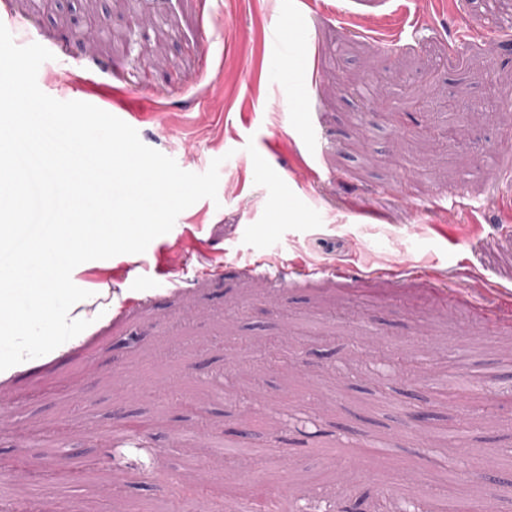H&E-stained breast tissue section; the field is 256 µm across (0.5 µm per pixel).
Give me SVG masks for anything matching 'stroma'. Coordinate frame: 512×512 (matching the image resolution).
Here are the masks:
<instances>
[{"label": "stroma", "instance_id": "35a3bbf8", "mask_svg": "<svg viewBox=\"0 0 512 512\" xmlns=\"http://www.w3.org/2000/svg\"><path fill=\"white\" fill-rule=\"evenodd\" d=\"M12 19L53 54L45 94L139 113L183 170L223 163L162 256L77 266L88 328L0 381V478L80 474L62 504L16 485L7 512H224L255 480L288 488L260 512H448L496 487L512 512V274L478 261L512 225V27L468 0H0ZM263 246L288 279L252 267ZM133 418L138 452L113 444ZM247 423L257 454L218 460ZM379 439L398 450L365 470Z\"/></svg>", "mask_w": 512, "mask_h": 512}]
</instances>
